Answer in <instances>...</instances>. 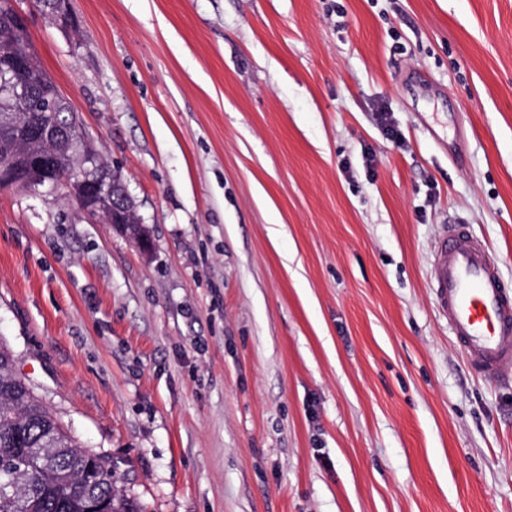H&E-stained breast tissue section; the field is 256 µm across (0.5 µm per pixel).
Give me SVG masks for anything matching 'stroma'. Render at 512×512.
Here are the masks:
<instances>
[{
    "label": "stroma",
    "mask_w": 512,
    "mask_h": 512,
    "mask_svg": "<svg viewBox=\"0 0 512 512\" xmlns=\"http://www.w3.org/2000/svg\"><path fill=\"white\" fill-rule=\"evenodd\" d=\"M14 4L150 248L0 188V340L119 488L512 512V377L467 367L431 290L463 224L512 291V0Z\"/></svg>",
    "instance_id": "1"
}]
</instances>
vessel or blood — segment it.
<instances>
[{"mask_svg":"<svg viewBox=\"0 0 512 512\" xmlns=\"http://www.w3.org/2000/svg\"><path fill=\"white\" fill-rule=\"evenodd\" d=\"M432 288L470 368L494 379L512 375V298L485 246L448 228L435 252Z\"/></svg>","mask_w":512,"mask_h":512,"instance_id":"obj_1","label":"vessel or blood"}]
</instances>
